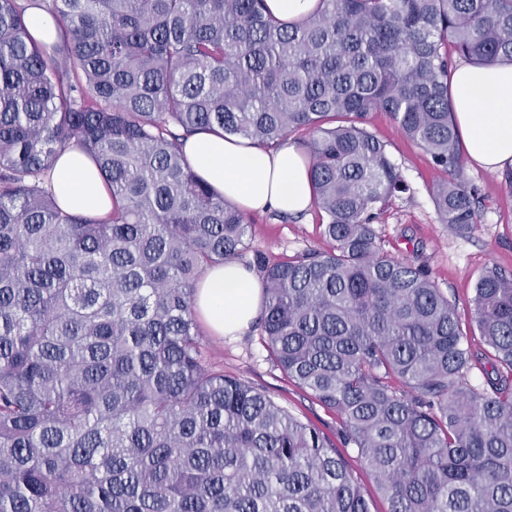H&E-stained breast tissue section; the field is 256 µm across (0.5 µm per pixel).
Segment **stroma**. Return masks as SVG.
Returning <instances> with one entry per match:
<instances>
[{
    "label": "stroma",
    "instance_id": "obj_1",
    "mask_svg": "<svg viewBox=\"0 0 512 512\" xmlns=\"http://www.w3.org/2000/svg\"><path fill=\"white\" fill-rule=\"evenodd\" d=\"M365 126L386 142L392 162L409 185L408 192L388 199L374 223L383 251L425 266L437 287L455 300L461 319H468L478 278L493 267L512 273V169L491 173L464 162L462 176L477 197V223L471 233L458 235L442 223L433 204L430 189L443 174L430 155L404 138L388 113H371ZM248 219L250 245L240 261L249 269H256L261 259L282 262L308 250L332 247L322 233V214L317 208L286 219L273 211L255 212ZM203 352L206 361L225 375L244 379L277 406L318 429L365 488L371 512H387L386 498L356 450L344 440L341 418L275 366L258 326L234 340L205 335Z\"/></svg>",
    "mask_w": 512,
    "mask_h": 512
}]
</instances>
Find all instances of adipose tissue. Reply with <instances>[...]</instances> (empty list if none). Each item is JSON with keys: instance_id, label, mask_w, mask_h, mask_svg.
Segmentation results:
<instances>
[{"instance_id": "ef3b65f1", "label": "adipose tissue", "mask_w": 512, "mask_h": 512, "mask_svg": "<svg viewBox=\"0 0 512 512\" xmlns=\"http://www.w3.org/2000/svg\"><path fill=\"white\" fill-rule=\"evenodd\" d=\"M452 96L469 160L492 172L512 169V64L460 66L452 78ZM183 151L197 175L243 211L295 213L311 203L306 158L295 145L270 152L242 138L199 133L185 142ZM52 188L65 210L102 216L112 208L101 177L82 150L62 152ZM261 304L259 281L233 260L207 270L195 299L199 316L217 336L247 330Z\"/></svg>"}]
</instances>
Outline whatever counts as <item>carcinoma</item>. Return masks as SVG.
<instances>
[{
    "instance_id": "1",
    "label": "carcinoma",
    "mask_w": 512,
    "mask_h": 512,
    "mask_svg": "<svg viewBox=\"0 0 512 512\" xmlns=\"http://www.w3.org/2000/svg\"><path fill=\"white\" fill-rule=\"evenodd\" d=\"M43 7L49 47L0 0V512H371L316 428L204 363L197 283L249 221L187 163L199 131L309 135L333 246L260 265L257 325L343 419L388 512H512V274L477 280L473 348L455 301L380 247L376 207L409 186L363 127L390 113L448 174L442 222L470 232L453 57L512 63V0H320L298 23L265 0ZM72 146L105 218L52 191Z\"/></svg>"
}]
</instances>
